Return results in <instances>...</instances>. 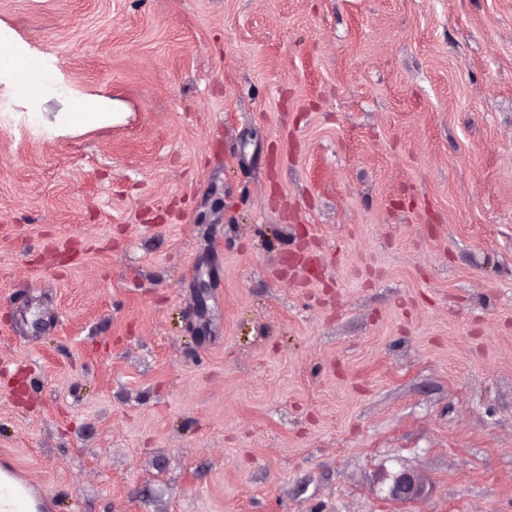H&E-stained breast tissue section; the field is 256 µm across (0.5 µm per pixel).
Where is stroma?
I'll use <instances>...</instances> for the list:
<instances>
[{
  "label": "stroma",
  "instance_id": "obj_1",
  "mask_svg": "<svg viewBox=\"0 0 512 512\" xmlns=\"http://www.w3.org/2000/svg\"><path fill=\"white\" fill-rule=\"evenodd\" d=\"M0 463L60 512H512V0H0ZM404 473L420 497L390 494ZM2 29V23H0V32ZM45 62H37L32 60L24 50L16 43L14 38L7 31L0 33V62L1 68L7 66L13 70V75L18 72L15 68L17 61H24L34 65L37 69L51 76L61 89L70 92V88L64 83L63 80V68L66 65L64 59L58 57H51L49 55H42ZM26 63V64H27ZM28 65V64H27ZM29 66V65H28ZM30 67V66H29ZM31 68V67H30ZM32 127H41V133L48 137L67 133L85 132L92 128L110 124L119 117L118 112H108L107 101L98 96H81L77 100L76 112H63L54 123L44 120L42 112H15Z\"/></svg>",
  "mask_w": 512,
  "mask_h": 512
}]
</instances>
